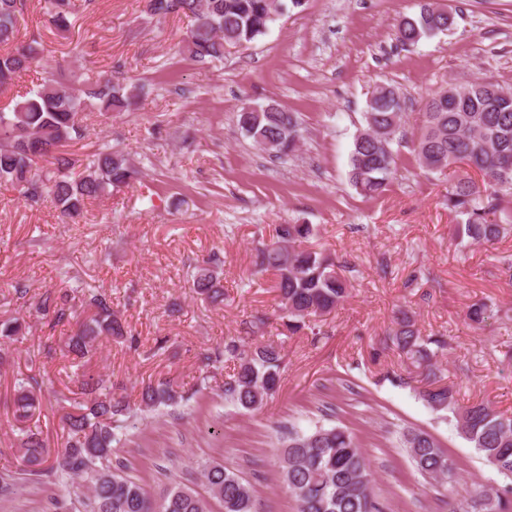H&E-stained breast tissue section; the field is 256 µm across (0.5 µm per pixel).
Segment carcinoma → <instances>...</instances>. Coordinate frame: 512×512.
Wrapping results in <instances>:
<instances>
[{
    "label": "carcinoma",
    "instance_id": "1",
    "mask_svg": "<svg viewBox=\"0 0 512 512\" xmlns=\"http://www.w3.org/2000/svg\"><path fill=\"white\" fill-rule=\"evenodd\" d=\"M47 27L61 35L70 31L78 11H93L98 0H48ZM146 12L157 17L187 16L193 26L181 50L198 61H221L228 46L247 48L264 36L275 19L271 0H144ZM24 0H0V89L15 85L22 74L35 70L43 59L41 35L19 39ZM449 14L428 0L418 15L404 18L397 41L414 45L450 29ZM139 98L137 88L112 78L88 77L82 86L71 84L61 69L43 77L9 112H0V186L17 190L32 205L45 202L66 218L81 216L86 204L129 185L140 174L128 155L108 143L78 158L69 151L84 138L87 126L80 115L126 112ZM404 99L390 85L371 92L364 128L353 141L349 180L363 196L383 194L393 181L396 156L393 143L400 133ZM240 133L260 151L281 162L294 155L301 138L297 119L279 103L236 112ZM420 168L438 172L464 163L481 176L476 182L463 175L448 189V209L460 218L454 235L461 244H493L506 232L509 218L504 203L512 199V88L487 80L465 86L450 85L425 102L424 124L410 139ZM44 161L48 167L39 168ZM82 168L79 174L73 170ZM316 235L312 224H279L273 239L255 248L257 271L274 273L283 326L289 335L308 327L311 316H323L350 294V281L325 250L303 246ZM218 254L192 276V290L211 303L224 298L217 269ZM91 314L66 339V353L82 369L80 390L86 399L75 402L62 416L66 432L56 456V472L87 484L85 512H208L205 498L190 488L171 486L155 497L142 485L112 470V448L119 433L135 424L136 415L114 397L112 383L90 372L96 345L104 340L136 344L128 326L112 309V298L95 288H62L46 293L38 310L56 328L69 321L76 293ZM484 302L465 313L472 325L489 318ZM389 334L392 346L426 372L419 391L426 405L451 414L458 434L500 474L512 476V416L480 401L461 404L453 387L437 380L436 358L447 346L443 336H422L412 315L399 311ZM26 326L17 317L0 321V340L10 341ZM228 363L233 373L224 379V400L248 412L259 410L277 392L283 364L282 346L275 342H247L242 336L224 339L203 357L205 365ZM139 409L158 411L185 400L166 379L142 386ZM14 418L22 423L40 407L34 387L18 384ZM403 447L422 476L451 481L454 465L429 432L408 429ZM20 447L26 472L39 475L50 457L40 432L21 430ZM283 483L295 497L299 512H380L369 463L353 434L342 426H319L310 433L288 437L280 459ZM209 495L224 512H254L250 485L220 464L203 469ZM495 504L485 512H509L512 501L496 491L482 493Z\"/></svg>",
    "mask_w": 512,
    "mask_h": 512
}]
</instances>
